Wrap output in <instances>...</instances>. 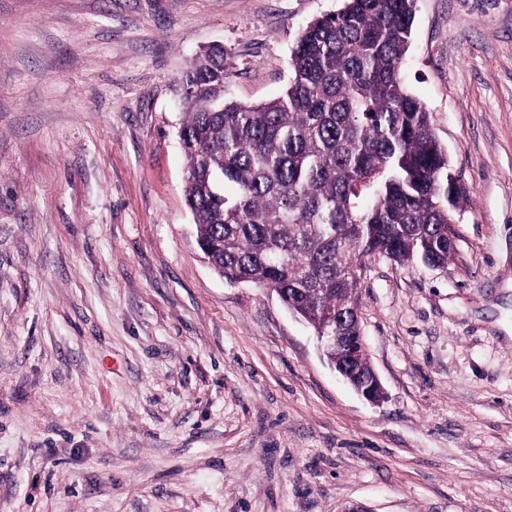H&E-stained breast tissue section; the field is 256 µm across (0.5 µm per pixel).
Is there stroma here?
<instances>
[{
    "mask_svg": "<svg viewBox=\"0 0 512 512\" xmlns=\"http://www.w3.org/2000/svg\"><path fill=\"white\" fill-rule=\"evenodd\" d=\"M342 0H0V512H512V0H417L403 66L465 190L446 264L366 259L386 392L203 259L180 77L288 85Z\"/></svg>",
    "mask_w": 512,
    "mask_h": 512,
    "instance_id": "1",
    "label": "stroma"
}]
</instances>
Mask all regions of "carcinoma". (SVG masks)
<instances>
[{"instance_id":"1","label":"carcinoma","mask_w":512,"mask_h":512,"mask_svg":"<svg viewBox=\"0 0 512 512\" xmlns=\"http://www.w3.org/2000/svg\"><path fill=\"white\" fill-rule=\"evenodd\" d=\"M415 0H344L308 23L279 96L228 100L224 49L182 75L178 138L197 244L232 283L278 295L313 331L356 335L354 266L447 263L448 153L402 69Z\"/></svg>"}]
</instances>
